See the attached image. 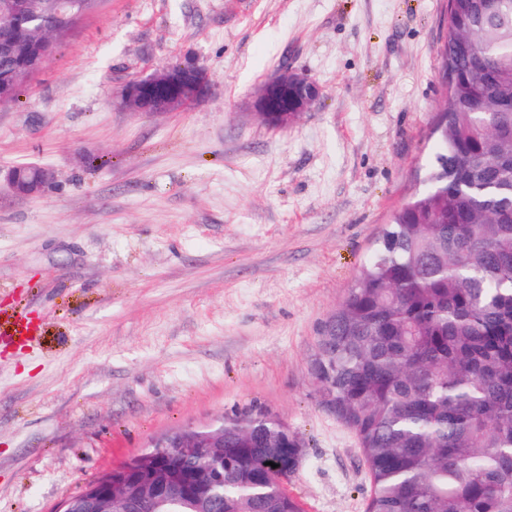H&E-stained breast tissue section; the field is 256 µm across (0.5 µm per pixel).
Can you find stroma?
I'll return each instance as SVG.
<instances>
[{"label": "stroma", "mask_w": 512, "mask_h": 512, "mask_svg": "<svg viewBox=\"0 0 512 512\" xmlns=\"http://www.w3.org/2000/svg\"><path fill=\"white\" fill-rule=\"evenodd\" d=\"M445 0H101L0 103V512L62 502L151 446L251 406L305 452L304 512H365L355 434L310 363L392 212L419 187L443 86ZM203 67L207 98L134 112L121 89ZM288 66L321 99L287 128L254 108ZM51 178V172L37 164L16 165L7 174V181L12 193L23 198L41 195Z\"/></svg>", "instance_id": "35a3bbf8"}]
</instances>
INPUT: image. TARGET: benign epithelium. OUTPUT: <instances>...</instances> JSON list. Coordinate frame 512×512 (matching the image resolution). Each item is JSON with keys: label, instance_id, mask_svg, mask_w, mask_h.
Instances as JSON below:
<instances>
[{"label": "benign epithelium", "instance_id": "benign-epithelium-1", "mask_svg": "<svg viewBox=\"0 0 512 512\" xmlns=\"http://www.w3.org/2000/svg\"><path fill=\"white\" fill-rule=\"evenodd\" d=\"M209 77L199 67L182 65L162 68L146 78L128 83L122 90L123 103L136 112L143 111L141 101L153 98L152 111L173 112L202 100L208 91ZM321 88L312 78L283 68L265 82L257 94L255 108L269 125L284 128L293 123L292 114L308 111L320 98ZM51 172L37 164L12 167L7 181L18 197H36L43 193ZM160 448H209L224 454V429L186 426L157 438ZM224 481V472L211 469L205 474L188 471L168 457L135 460L113 469L67 498L58 512H114L115 504L123 512H156L175 502L181 512H211L204 486Z\"/></svg>", "mask_w": 512, "mask_h": 512}]
</instances>
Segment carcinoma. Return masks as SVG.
I'll use <instances>...</instances> for the list:
<instances>
[{"label": "carcinoma", "instance_id": "cac0c4a2", "mask_svg": "<svg viewBox=\"0 0 512 512\" xmlns=\"http://www.w3.org/2000/svg\"><path fill=\"white\" fill-rule=\"evenodd\" d=\"M22 29L53 54L102 0H21ZM0 50V87L34 73ZM445 95L421 188L386 225L324 322L311 364L319 404L356 435L366 512H512V0H450ZM224 465L209 495L224 512H301L279 476L303 445L277 415L222 419ZM277 464L272 471L269 463Z\"/></svg>", "mask_w": 512, "mask_h": 512}]
</instances>
